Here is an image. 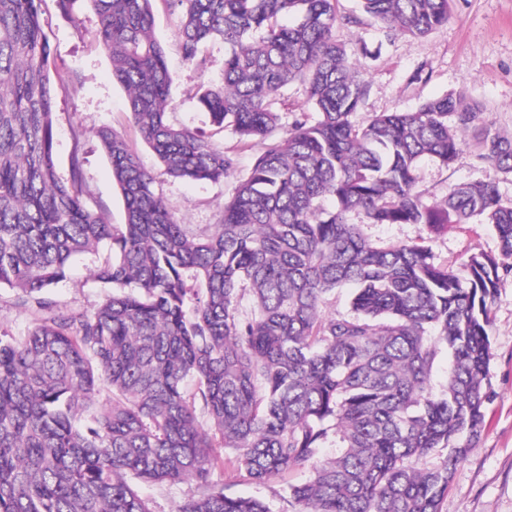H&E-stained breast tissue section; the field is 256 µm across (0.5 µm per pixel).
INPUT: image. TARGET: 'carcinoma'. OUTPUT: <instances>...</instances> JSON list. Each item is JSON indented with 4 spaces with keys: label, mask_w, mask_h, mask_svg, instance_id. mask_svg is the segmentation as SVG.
<instances>
[{
    "label": "carcinoma",
    "mask_w": 512,
    "mask_h": 512,
    "mask_svg": "<svg viewBox=\"0 0 512 512\" xmlns=\"http://www.w3.org/2000/svg\"><path fill=\"white\" fill-rule=\"evenodd\" d=\"M154 0H59L99 21L112 78L145 143L174 178L220 182L234 158L168 119L171 76L153 32ZM184 59L224 42V78L196 93L218 129L262 149L220 222L182 224L124 138L98 131L125 224L84 198L82 160L62 179L41 0H0V288L34 315L0 336V512H152L130 480L197 492L176 512H270L210 480L224 465L257 483L309 467L288 487L296 512H440L458 462L484 425L491 309L512 276V203L461 183L439 205L417 191L424 156L445 166L462 140L512 171V137L463 94L354 120L369 92L341 25L427 36L451 0H164ZM299 82L318 114L286 135L275 104ZM369 224H490L500 256L457 267L419 244L378 246ZM103 252L94 283L111 293L73 312L52 288L81 254ZM358 286L347 313L336 289ZM448 351V383L430 380ZM105 394L100 401L98 396ZM336 453L321 455L330 437ZM446 451L440 463L424 461Z\"/></svg>",
    "instance_id": "cac0c4a2"
}]
</instances>
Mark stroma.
I'll return each mask as SVG.
<instances>
[{
  "mask_svg": "<svg viewBox=\"0 0 512 512\" xmlns=\"http://www.w3.org/2000/svg\"><path fill=\"white\" fill-rule=\"evenodd\" d=\"M153 17V31L165 47L172 78L171 122L202 132L234 154V169L218 183L175 179L165 174L130 118L126 91L112 78L111 60L99 45L96 15L84 8L69 18L58 0H42L41 25L50 47L48 71L66 78L54 105L57 171L61 177H68L72 155H80L87 200L101 209L109 224H124V205L97 136L100 129H113L152 170L157 192L177 218L186 224H216L225 202L248 176L261 146L240 143L232 128L221 131L212 126L194 98L201 86L221 80L223 42L205 44L201 49L205 64L196 66L182 56L177 14L163 0H157ZM336 38L348 53H358L363 46L370 51L361 60L370 92L356 114L357 121L379 112L412 110L427 99L464 91L486 107L497 130L512 137V0H453L447 25L422 38L400 34L388 38L376 26H344L337 29ZM463 182L495 185L503 201L512 202V172L476 163L471 148H462L447 167L429 157L418 164L417 189L427 202L444 200ZM349 220L376 245H424L440 265L473 254L499 252L497 237L487 224H447L438 228L369 224L357 213ZM96 260L93 254L80 256L68 278L54 288V295L68 309L90 310L105 297V289L90 278ZM489 334L490 382L484 427L475 449L458 464L440 505L441 512H512V277L504 280L497 292ZM310 475V468H295L269 483L257 484L228 464L215 470L212 478L234 494L265 500L272 512H287L284 498L289 485L305 481ZM136 490L149 501L153 512H174L195 493L196 485L191 481L175 485L140 483Z\"/></svg>",
  "mask_w": 512,
  "mask_h": 512,
  "instance_id": "obj_1",
  "label": "stroma"
}]
</instances>
